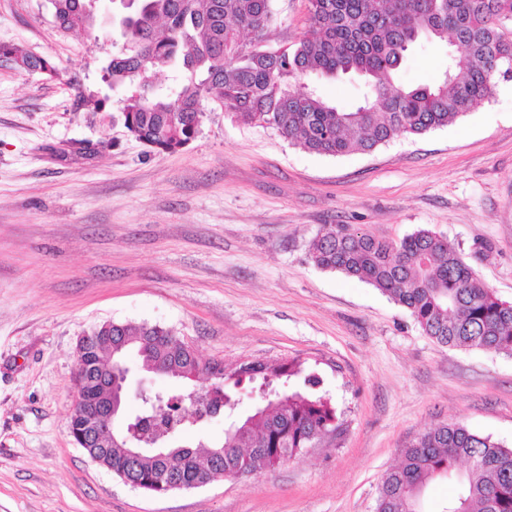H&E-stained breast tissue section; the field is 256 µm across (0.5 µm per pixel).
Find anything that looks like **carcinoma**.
I'll use <instances>...</instances> for the list:
<instances>
[{"mask_svg": "<svg viewBox=\"0 0 512 512\" xmlns=\"http://www.w3.org/2000/svg\"><path fill=\"white\" fill-rule=\"evenodd\" d=\"M57 27L70 31L95 18L89 0H49ZM273 0H130L118 27L123 39L105 78L124 90L123 119L129 133L159 153L190 144L201 123L204 100L237 121L263 122L309 152L343 156L369 153L399 134L419 135L443 127L487 100L496 81L512 74V0H309V31L292 48H262L273 20ZM450 39L461 50L434 84L405 86L398 73L420 40ZM0 58L25 72L54 74L47 59L10 44ZM163 69L177 71L169 88L151 81ZM311 75L358 76L363 103L339 109L303 86ZM310 260L319 268L364 281L405 308L437 343L457 349L512 355V303L502 301L466 263L448 239L418 230L399 241L336 224L313 241ZM90 363L105 366L110 347L122 343L139 352L141 367L190 375L199 368L194 352L171 331L143 324L99 325ZM266 380L304 376L299 361L259 368ZM160 394L138 404L123 420L110 448L87 454L128 470L124 435L139 417L158 418L174 430L192 407L189 399ZM339 427L336 406L325 396L299 389L274 396L246 415L224 441L190 459L164 460L145 452L135 470L139 489L156 493L170 476L189 485L211 472L254 473L294 458ZM456 480L442 512H512V448L464 424L443 423L405 449L399 465L382 477L376 512H422L424 491L437 479Z\"/></svg>", "mask_w": 512, "mask_h": 512, "instance_id": "carcinoma-1", "label": "carcinoma"}]
</instances>
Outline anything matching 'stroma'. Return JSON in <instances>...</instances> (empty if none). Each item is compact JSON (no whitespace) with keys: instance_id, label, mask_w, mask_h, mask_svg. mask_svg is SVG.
<instances>
[{"instance_id":"stroma-1","label":"stroma","mask_w":512,"mask_h":512,"mask_svg":"<svg viewBox=\"0 0 512 512\" xmlns=\"http://www.w3.org/2000/svg\"><path fill=\"white\" fill-rule=\"evenodd\" d=\"M265 45L308 30V0H274ZM55 78L0 61V512H375L384 473L423 433L458 421L512 448V355L437 344L361 280L324 271L333 224L393 240L448 238L512 302V80L447 126L369 153L308 152L203 101L197 138L156 154L123 126L103 79L122 45L105 13L73 31L48 0H0V43ZM444 46L400 73L434 83ZM351 111L358 77L313 78ZM105 321L171 330L225 372L300 360L341 415L295 460L157 496L75 444L79 337ZM0 58L10 61L20 71L54 74L55 67L47 59L32 55L10 44H0Z\"/></svg>"}]
</instances>
